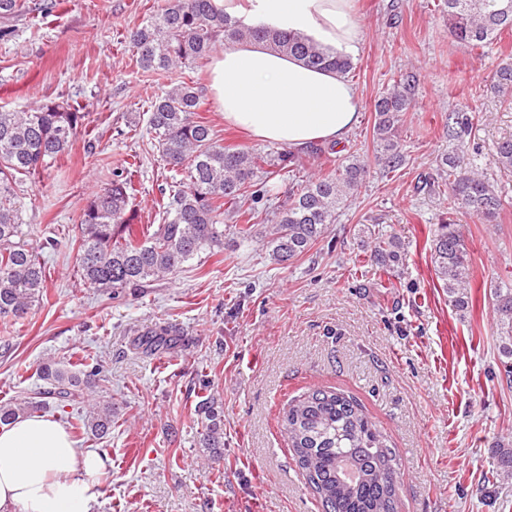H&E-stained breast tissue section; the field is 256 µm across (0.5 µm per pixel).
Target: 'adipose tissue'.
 I'll return each instance as SVG.
<instances>
[{
  "mask_svg": "<svg viewBox=\"0 0 512 512\" xmlns=\"http://www.w3.org/2000/svg\"><path fill=\"white\" fill-rule=\"evenodd\" d=\"M241 25H272L313 38L333 52H359L354 0H214ZM208 90L226 124L253 138L301 150L343 140L360 100L346 75L314 70L255 42L224 46ZM109 465L75 447L58 422L34 414L0 427V512H90Z\"/></svg>",
  "mask_w": 512,
  "mask_h": 512,
  "instance_id": "1",
  "label": "adipose tissue"
}]
</instances>
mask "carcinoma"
I'll use <instances>...</instances> for the list:
<instances>
[{
    "instance_id": "carcinoma-1",
    "label": "carcinoma",
    "mask_w": 512,
    "mask_h": 512,
    "mask_svg": "<svg viewBox=\"0 0 512 512\" xmlns=\"http://www.w3.org/2000/svg\"><path fill=\"white\" fill-rule=\"evenodd\" d=\"M56 0H0V39L12 34L9 23L23 14L47 17ZM448 35L472 47L512 32V0H445ZM224 43L255 41L296 57L312 68L349 73L347 55L330 54L317 43L270 25L245 28L219 10L214 0H163L147 24L130 31L137 66L146 71H196ZM493 88L512 93V62L493 72ZM202 95L193 81L174 78L151 103L148 123L165 166L174 172L168 193L158 203L162 222L143 224L133 200L132 168L117 174L88 198L78 224L77 274L89 288L118 299L128 288H149L201 254L224 248V219L242 224L243 238L259 219L258 204L268 196L269 180L278 171L300 166L290 151L258 153L220 143L213 127L200 115ZM409 79L394 80L374 105V133L387 169L403 162L396 130L410 111ZM88 113L64 101H48L23 111L0 110V320L25 319L46 288V268L22 242L25 235L17 209L23 178L49 167L87 133ZM474 116L465 110L448 113L451 152L437 164L432 192L448 189V209L463 208L492 221L508 201L474 169L466 136ZM499 166L512 172V138L496 143ZM366 174L356 157L308 181L289 196L288 206L275 214L274 226L261 237L270 259L287 265L317 242L336 220V211L353 197ZM380 261L401 260L399 244L380 234ZM431 262L448 302L457 309L468 304L470 258L454 223L438 225ZM497 340L506 375H512V288H493ZM175 344L163 329L143 343L151 353ZM103 372L95 361L75 371L51 359L36 371L44 382L30 396L0 402V424L37 413L54 400L56 407H74L84 390ZM112 399L92 403L82 419L84 433L101 440L112 430ZM203 433L200 447H224L221 412L206 398L197 402ZM280 431L293 448L309 487L324 512H397L396 455L382 433L352 399L331 389H316L288 404Z\"/></svg>"
}]
</instances>
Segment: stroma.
Returning a JSON list of instances; mask_svg holds the SVG:
<instances>
[{
    "instance_id": "obj_1",
    "label": "stroma",
    "mask_w": 512,
    "mask_h": 512,
    "mask_svg": "<svg viewBox=\"0 0 512 512\" xmlns=\"http://www.w3.org/2000/svg\"><path fill=\"white\" fill-rule=\"evenodd\" d=\"M156 2L58 0L54 16L20 17L0 40V109L65 100L90 120L88 135L18 194L47 290L26 319L0 323V401L28 396L47 358L103 360L115 424L102 440L75 439L112 463L93 512H323L278 424L288 402L322 387L357 400L394 449L398 512H512V476L483 481L496 443L512 442V383L489 294L512 286V203L488 222L449 211L425 183L454 146L449 112L467 109L477 170L512 200V172L494 152L512 137V103L490 89L496 66L512 59V32L473 49L449 37L444 0H356L349 77L361 108L343 144L368 174L324 237L282 267L228 226L221 252L110 300L80 283L75 235L92 191L133 155L139 215L160 221L170 172L147 118L170 77L142 71L127 39ZM405 73L414 77L397 131L405 162L388 173L375 160L374 103ZM324 166L307 154L299 171L271 180L268 213ZM450 219L473 272L461 310L431 263L434 231ZM380 229L400 242L399 265L375 259ZM48 238L55 249L43 248ZM162 328L179 346L142 354L141 335ZM205 393L223 413L217 458L199 445L194 407Z\"/></svg>"
}]
</instances>
